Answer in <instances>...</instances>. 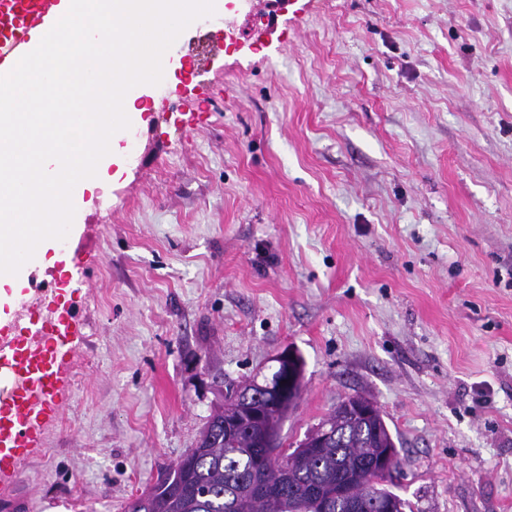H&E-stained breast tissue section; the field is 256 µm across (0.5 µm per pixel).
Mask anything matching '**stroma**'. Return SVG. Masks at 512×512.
<instances>
[{"mask_svg":"<svg viewBox=\"0 0 512 512\" xmlns=\"http://www.w3.org/2000/svg\"><path fill=\"white\" fill-rule=\"evenodd\" d=\"M224 3L72 193L74 395L0 512H123L288 347L285 445L360 395L413 512H512V0Z\"/></svg>","mask_w":512,"mask_h":512,"instance_id":"obj_1","label":"stroma"}]
</instances>
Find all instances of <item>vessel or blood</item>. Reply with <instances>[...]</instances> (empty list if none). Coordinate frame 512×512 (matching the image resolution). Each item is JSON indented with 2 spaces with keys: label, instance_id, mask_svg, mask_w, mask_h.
Returning a JSON list of instances; mask_svg holds the SVG:
<instances>
[{
  "label": "vessel or blood",
  "instance_id": "b4317fda",
  "mask_svg": "<svg viewBox=\"0 0 512 512\" xmlns=\"http://www.w3.org/2000/svg\"><path fill=\"white\" fill-rule=\"evenodd\" d=\"M61 0H0V74L29 53L50 28ZM49 315L29 318L22 329L0 327V477L30 452L31 432L43 415L59 412L66 366L75 357L77 320L51 289Z\"/></svg>",
  "mask_w": 512,
  "mask_h": 512
}]
</instances>
